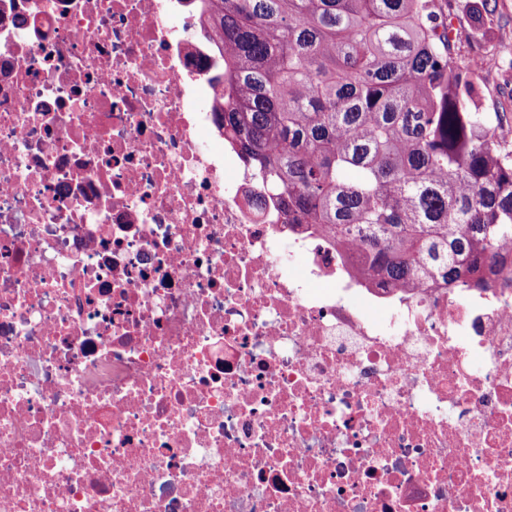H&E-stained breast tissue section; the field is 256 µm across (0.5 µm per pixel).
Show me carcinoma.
Segmentation results:
<instances>
[{
  "instance_id": "carcinoma-1",
  "label": "carcinoma",
  "mask_w": 512,
  "mask_h": 512,
  "mask_svg": "<svg viewBox=\"0 0 512 512\" xmlns=\"http://www.w3.org/2000/svg\"><path fill=\"white\" fill-rule=\"evenodd\" d=\"M224 139L286 223L359 242L379 285L507 269L512 144L458 62L441 0H207Z\"/></svg>"
}]
</instances>
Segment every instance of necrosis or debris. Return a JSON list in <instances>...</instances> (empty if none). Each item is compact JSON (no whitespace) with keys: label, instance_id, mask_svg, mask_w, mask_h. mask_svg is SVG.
Listing matches in <instances>:
<instances>
[{"label":"necrosis or debris","instance_id":"1","mask_svg":"<svg viewBox=\"0 0 512 512\" xmlns=\"http://www.w3.org/2000/svg\"><path fill=\"white\" fill-rule=\"evenodd\" d=\"M201 2L0 0V512H512V270L253 208Z\"/></svg>","mask_w":512,"mask_h":512}]
</instances>
